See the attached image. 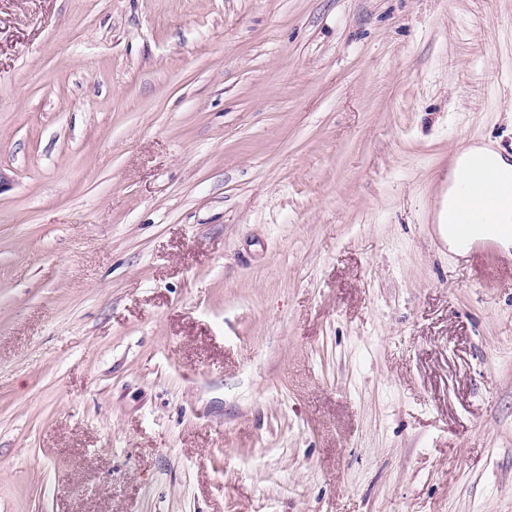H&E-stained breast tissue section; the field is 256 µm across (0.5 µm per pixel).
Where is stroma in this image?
I'll return each mask as SVG.
<instances>
[{
	"label": "stroma",
	"instance_id": "obj_1",
	"mask_svg": "<svg viewBox=\"0 0 512 512\" xmlns=\"http://www.w3.org/2000/svg\"><path fill=\"white\" fill-rule=\"evenodd\" d=\"M512 0H0V512H512ZM465 157H483L467 162L462 166L459 187L454 201L444 214L453 235L468 244L473 251H479L486 257L498 262L508 259L499 254L493 246L491 238L474 241L477 235V212H481L488 222L485 225L488 236L511 235L497 238V243L505 251L512 247V165L498 152L486 146H475L468 149ZM503 168H500V167ZM448 229V236L440 228L441 239L448 243V249L459 254L466 251L459 249L462 245L453 237Z\"/></svg>",
	"mask_w": 512,
	"mask_h": 512
}]
</instances>
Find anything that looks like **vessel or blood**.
<instances>
[{
    "label": "vessel or blood",
    "mask_w": 512,
    "mask_h": 512,
    "mask_svg": "<svg viewBox=\"0 0 512 512\" xmlns=\"http://www.w3.org/2000/svg\"><path fill=\"white\" fill-rule=\"evenodd\" d=\"M444 221L472 250L498 259L493 236H512V170L482 159L464 164Z\"/></svg>",
    "instance_id": "1"
}]
</instances>
